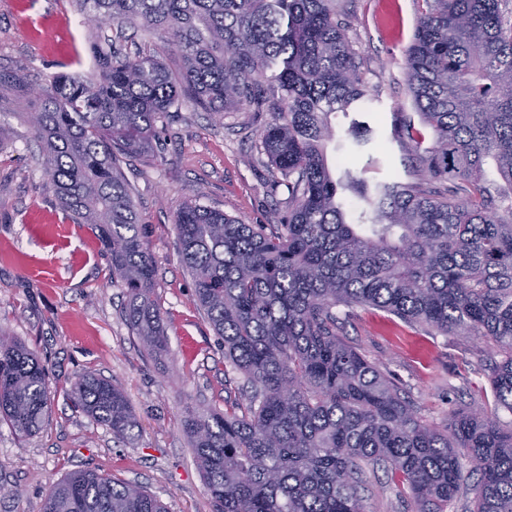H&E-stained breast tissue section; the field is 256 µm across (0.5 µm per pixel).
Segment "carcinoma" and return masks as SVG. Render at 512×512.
I'll return each mask as SVG.
<instances>
[{
	"mask_svg": "<svg viewBox=\"0 0 512 512\" xmlns=\"http://www.w3.org/2000/svg\"><path fill=\"white\" fill-rule=\"evenodd\" d=\"M340 2L76 0L119 33L154 32L183 70L171 75L151 51L101 48L92 76H57L29 113L44 175L99 239L112 280L127 288L130 326L160 355L155 262L118 156L147 149L186 95L209 110L253 104L272 113L257 152L288 181L286 221L242 224L200 205L175 220L196 300L248 395L222 412H185L212 512H363L369 465L406 486L419 512H445L472 473L473 512H512V423L498 415L512 413V22L502 0H425L405 53L422 127L395 130L421 177L385 183L345 158L372 143L374 130L354 120L338 136L331 123L369 96L336 22ZM330 143L343 155L337 176ZM358 305L484 340L498 356L488 367L493 408L455 413L442 430L423 420L387 372L339 336L336 309ZM72 401L116 436L134 427L109 380L80 378ZM49 403L37 354L0 334V420L30 435ZM41 512L167 509L139 486L81 470L49 489Z\"/></svg>",
	"mask_w": 512,
	"mask_h": 512,
	"instance_id": "obj_1",
	"label": "carcinoma"
}]
</instances>
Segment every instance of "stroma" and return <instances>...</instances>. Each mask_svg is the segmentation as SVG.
Here are the masks:
<instances>
[{"label": "stroma", "instance_id": "1", "mask_svg": "<svg viewBox=\"0 0 512 512\" xmlns=\"http://www.w3.org/2000/svg\"><path fill=\"white\" fill-rule=\"evenodd\" d=\"M426 9L424 0H344L338 17L375 101L371 111L337 116L335 129L367 122L390 181L417 178L393 132L399 120L418 118L405 51ZM112 32L88 24L73 0H0V330L37 351L50 391L39 431L21 437L0 422V512H41L49 487L83 469L143 487L168 512H212L181 421L192 405L220 411L243 402L244 380L195 302L176 216L195 203L245 224H274L288 213L286 186L273 182L267 159L252 156L273 118L255 106L225 110L216 121L185 98L150 148L120 157L155 260L168 342L165 355H150L126 319V290L113 281L100 242L66 215L47 183L27 120L56 75L94 74V48ZM336 313L343 337L390 372L426 421L444 425L454 411L490 398L482 341L433 336L372 306ZM84 374L123 389L135 421L124 438L74 408L71 392ZM361 497L363 512H417L408 490L380 469Z\"/></svg>", "mask_w": 512, "mask_h": 512}]
</instances>
